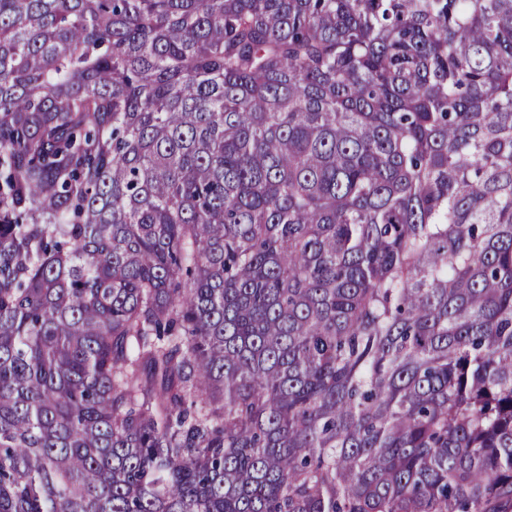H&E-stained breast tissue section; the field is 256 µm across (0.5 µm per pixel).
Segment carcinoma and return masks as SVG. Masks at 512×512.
I'll use <instances>...</instances> for the list:
<instances>
[{
    "label": "carcinoma",
    "instance_id": "cac0c4a2",
    "mask_svg": "<svg viewBox=\"0 0 512 512\" xmlns=\"http://www.w3.org/2000/svg\"><path fill=\"white\" fill-rule=\"evenodd\" d=\"M0 512H512V0H0Z\"/></svg>",
    "mask_w": 512,
    "mask_h": 512
}]
</instances>
